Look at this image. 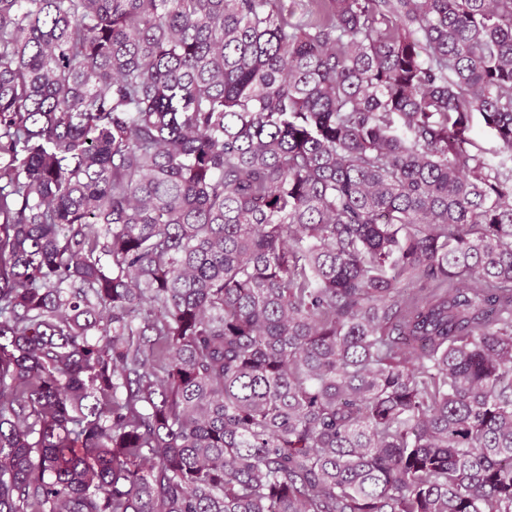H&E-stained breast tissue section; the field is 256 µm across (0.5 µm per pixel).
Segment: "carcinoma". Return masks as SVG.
I'll list each match as a JSON object with an SVG mask.
<instances>
[{
    "instance_id": "obj_1",
    "label": "carcinoma",
    "mask_w": 512,
    "mask_h": 512,
    "mask_svg": "<svg viewBox=\"0 0 512 512\" xmlns=\"http://www.w3.org/2000/svg\"><path fill=\"white\" fill-rule=\"evenodd\" d=\"M304 15L0 0V512H512V0Z\"/></svg>"
}]
</instances>
